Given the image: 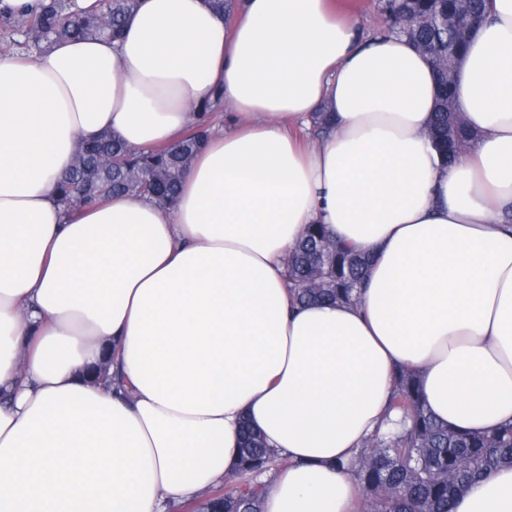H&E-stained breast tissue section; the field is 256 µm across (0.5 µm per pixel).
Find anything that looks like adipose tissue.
Wrapping results in <instances>:
<instances>
[{
    "mask_svg": "<svg viewBox=\"0 0 512 512\" xmlns=\"http://www.w3.org/2000/svg\"><path fill=\"white\" fill-rule=\"evenodd\" d=\"M437 85L332 0H139L120 39L0 53V512H168L235 474L244 419L288 459L264 512H357L402 368L438 421L512 424V0L456 69L450 166ZM198 126L172 206L58 204L77 141ZM311 224L372 256L358 304H297ZM453 512H512V467Z\"/></svg>",
    "mask_w": 512,
    "mask_h": 512,
    "instance_id": "ef3b65f1",
    "label": "adipose tissue"
}]
</instances>
